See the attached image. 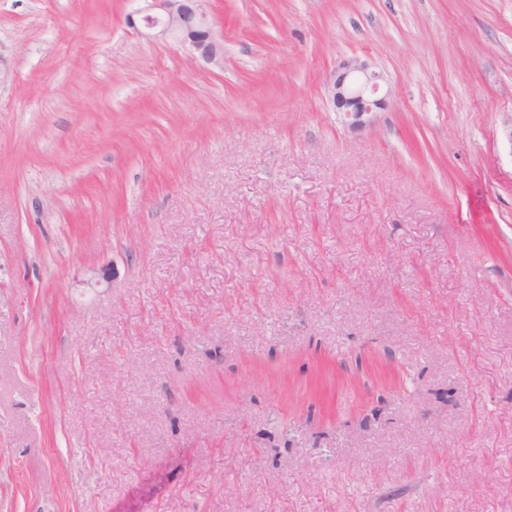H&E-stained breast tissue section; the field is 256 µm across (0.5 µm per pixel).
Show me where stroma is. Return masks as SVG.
<instances>
[{"instance_id": "35a3bbf8", "label": "stroma", "mask_w": 512, "mask_h": 512, "mask_svg": "<svg viewBox=\"0 0 512 512\" xmlns=\"http://www.w3.org/2000/svg\"><path fill=\"white\" fill-rule=\"evenodd\" d=\"M140 5L0 0V512H512V0ZM145 6L136 12L145 32L137 26L135 15L129 23L138 34L186 47L208 65L224 66V39L212 23L210 0H141ZM385 76L371 69L369 64L358 56L344 59L326 85L327 99L334 112H340L350 128H358L365 123L364 116L383 110L391 99L388 85L380 96L381 82Z\"/></svg>"}]
</instances>
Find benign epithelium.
Listing matches in <instances>:
<instances>
[{
	"mask_svg": "<svg viewBox=\"0 0 512 512\" xmlns=\"http://www.w3.org/2000/svg\"><path fill=\"white\" fill-rule=\"evenodd\" d=\"M145 6L136 12L140 20L129 18L138 34L179 44L205 63L224 66V39L212 23L210 0H142ZM385 76L357 56L344 59L326 85L327 99L345 123L358 128L364 117L384 109L392 91L380 94Z\"/></svg>",
	"mask_w": 512,
	"mask_h": 512,
	"instance_id": "benign-epithelium-1",
	"label": "benign epithelium"
}]
</instances>
